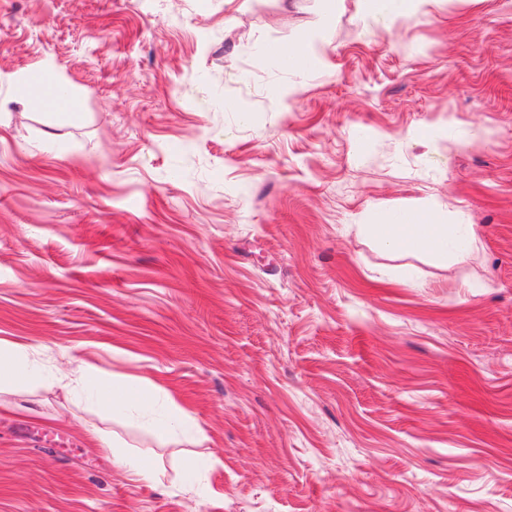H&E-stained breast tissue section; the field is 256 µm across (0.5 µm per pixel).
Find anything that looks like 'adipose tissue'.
Here are the masks:
<instances>
[{
	"label": "adipose tissue",
	"mask_w": 512,
	"mask_h": 512,
	"mask_svg": "<svg viewBox=\"0 0 512 512\" xmlns=\"http://www.w3.org/2000/svg\"><path fill=\"white\" fill-rule=\"evenodd\" d=\"M440 0H360L359 19L367 23L377 19L394 21L401 17L425 18L432 14ZM327 43L318 32L304 33L298 46L280 47L278 54L286 58L292 71L305 75L309 65L326 63ZM16 81L22 85L30 99L38 104L54 101L56 108L75 112L81 107L79 96L63 90V80L49 68L43 69L41 80H33L30 73H22ZM360 233L370 236L378 249L387 254L431 255L439 259L465 262L476 241L474 225L456 223L454 216L445 214L433 218L424 207L402 213H381L376 223L359 225ZM45 378L42 367L32 358L30 346L8 340H0V410H13L7 401L8 393L22 387L40 383ZM56 385L73 397L95 404L102 412L125 414L132 409L161 405L163 412L148 417L156 438L167 442L180 434H186V411L171 397L150 395L144 387L122 379H105L91 364L71 370L57 371L53 376Z\"/></svg>",
	"instance_id": "ef3b65f1"
}]
</instances>
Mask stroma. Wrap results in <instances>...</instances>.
Here are the masks:
<instances>
[{"label": "stroma", "mask_w": 512, "mask_h": 512, "mask_svg": "<svg viewBox=\"0 0 512 512\" xmlns=\"http://www.w3.org/2000/svg\"><path fill=\"white\" fill-rule=\"evenodd\" d=\"M358 11L338 0L290 97L261 59L322 0H0V339L202 431L162 447L56 386L15 395L0 512H512V0ZM43 64L78 115L23 105ZM416 205L474 225L473 259L359 235ZM190 455L213 458L193 481ZM359 20L367 23L377 19L392 22L401 17H429L435 8L445 0H359ZM94 438L102 448H110L112 455L117 457V460L127 466L128 471L139 479L149 483H154L159 480V471L155 468L152 460L146 455H142L139 458L123 456L122 452L118 449L120 447L115 444L112 434L102 430L96 431Z\"/></svg>", "instance_id": "1"}]
</instances>
